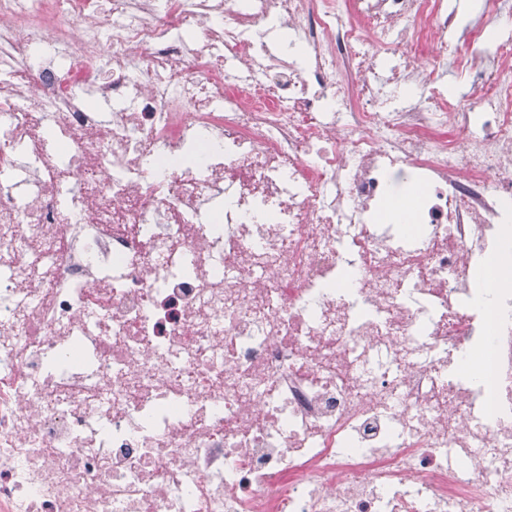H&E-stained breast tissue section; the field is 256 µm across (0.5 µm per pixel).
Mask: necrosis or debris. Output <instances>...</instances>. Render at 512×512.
<instances>
[{
    "label": "necrosis or debris",
    "instance_id": "obj_1",
    "mask_svg": "<svg viewBox=\"0 0 512 512\" xmlns=\"http://www.w3.org/2000/svg\"><path fill=\"white\" fill-rule=\"evenodd\" d=\"M103 2L0 0V512H512V0ZM449 11L456 14L457 33L459 37L470 26L473 19L479 14L483 0H446ZM443 88L448 98L469 99L473 94L472 79L470 76L460 75L448 69L443 80Z\"/></svg>",
    "mask_w": 512,
    "mask_h": 512
}]
</instances>
